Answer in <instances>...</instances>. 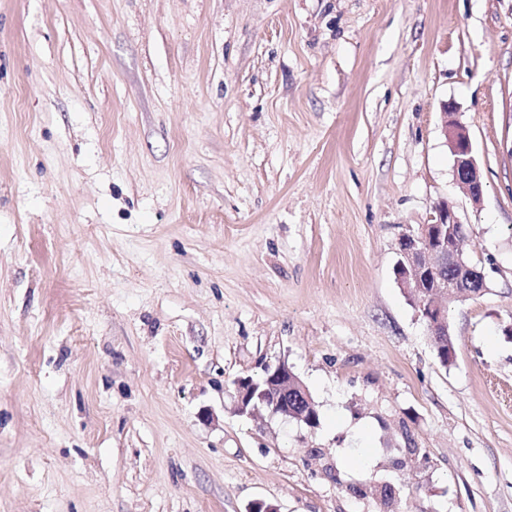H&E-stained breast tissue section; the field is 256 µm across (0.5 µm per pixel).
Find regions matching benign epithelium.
Wrapping results in <instances>:
<instances>
[{"label":"benign epithelium","mask_w":512,"mask_h":512,"mask_svg":"<svg viewBox=\"0 0 512 512\" xmlns=\"http://www.w3.org/2000/svg\"><path fill=\"white\" fill-rule=\"evenodd\" d=\"M442 124L453 156L455 182L478 204L483 198L484 186L469 131L448 105L442 110ZM464 237L463 223L454 208L444 202L436 207L431 223L403 235L399 242L398 283L418 309L417 315L426 321L432 336L448 335V304L480 296L472 289L474 275L469 273L471 267L462 249ZM449 267L457 268L455 274L444 273ZM236 389L239 413H252L260 404L286 416L288 392L308 395L304 383L285 363L272 369L261 391H256V384L240 378L236 380Z\"/></svg>","instance_id":"1"}]
</instances>
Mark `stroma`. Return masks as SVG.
Returning <instances> with one entry per match:
<instances>
[{"label":"stroma","instance_id":"stroma-1","mask_svg":"<svg viewBox=\"0 0 512 512\" xmlns=\"http://www.w3.org/2000/svg\"><path fill=\"white\" fill-rule=\"evenodd\" d=\"M442 201L447 368L394 274ZM282 362L316 426L237 413ZM257 500L512 512V0H0V512ZM442 124L453 156L455 182L473 203L478 204L483 198L484 186L480 169L473 156L469 131L448 105H445L442 110Z\"/></svg>","mask_w":512,"mask_h":512}]
</instances>
